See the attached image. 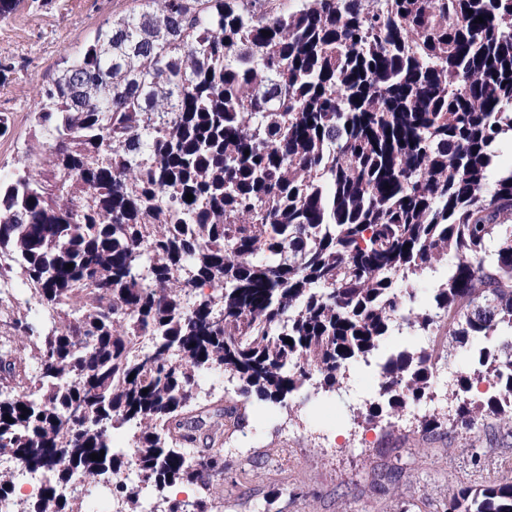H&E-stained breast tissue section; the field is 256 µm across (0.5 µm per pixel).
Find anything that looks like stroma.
<instances>
[{"label":"stroma","mask_w":512,"mask_h":512,"mask_svg":"<svg viewBox=\"0 0 512 512\" xmlns=\"http://www.w3.org/2000/svg\"><path fill=\"white\" fill-rule=\"evenodd\" d=\"M133 0H25L0 19V170L39 155L31 169L47 179L50 152L32 109L65 57L79 54L109 18ZM358 403L348 389L294 395L270 406L250 398L242 421L249 447L224 456V512H263L280 492L277 512H446L457 488L492 481L512 468V435L445 430L422 436L376 425L353 427Z\"/></svg>","instance_id":"1"}]
</instances>
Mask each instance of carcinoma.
<instances>
[{"mask_svg": "<svg viewBox=\"0 0 512 512\" xmlns=\"http://www.w3.org/2000/svg\"><path fill=\"white\" fill-rule=\"evenodd\" d=\"M33 118L50 177L0 175V449L45 477L22 512H84L61 486L131 467L159 492L210 472L208 512L240 417L195 404L201 383L334 392L401 315L432 347L389 357L369 418L425 402L452 360L448 412L412 427L512 431V403L469 397L489 373L512 392V167L488 184L512 0H140ZM448 512H512V470Z\"/></svg>", "mask_w": 512, "mask_h": 512, "instance_id": "1", "label": "carcinoma"}]
</instances>
